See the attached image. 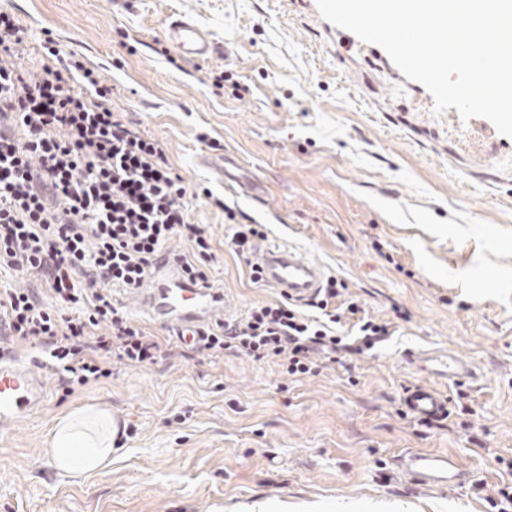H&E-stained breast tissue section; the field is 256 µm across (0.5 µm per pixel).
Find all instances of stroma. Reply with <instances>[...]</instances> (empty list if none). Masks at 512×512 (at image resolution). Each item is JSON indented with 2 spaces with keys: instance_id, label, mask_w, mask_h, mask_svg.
<instances>
[{
  "instance_id": "35a3bbf8",
  "label": "stroma",
  "mask_w": 512,
  "mask_h": 512,
  "mask_svg": "<svg viewBox=\"0 0 512 512\" xmlns=\"http://www.w3.org/2000/svg\"><path fill=\"white\" fill-rule=\"evenodd\" d=\"M26 29L25 67L45 40L112 88L115 111L161 142L197 193L192 219L217 249L210 270L233 317L279 301L230 240L261 224L393 320L372 355L293 381L273 364L181 344L157 364L113 362L66 393L48 369L44 408L0 433V512H492L512 461V137L436 112L379 46L325 20L315 0H0ZM184 13L220 45L175 57L162 36ZM232 70L217 88L211 75ZM235 220H228L227 212ZM491 281L489 291L478 282ZM402 318H395V311ZM451 348L479 374L471 414L427 427L401 414L420 377L410 349ZM105 410L125 432L87 477L48 453L57 420ZM440 451L474 485L407 484L394 458Z\"/></svg>"
}]
</instances>
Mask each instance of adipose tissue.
<instances>
[{
	"label": "adipose tissue",
	"mask_w": 512,
	"mask_h": 512,
	"mask_svg": "<svg viewBox=\"0 0 512 512\" xmlns=\"http://www.w3.org/2000/svg\"><path fill=\"white\" fill-rule=\"evenodd\" d=\"M115 434L111 414L78 410L55 423L49 453L60 472L71 477L87 476L111 460Z\"/></svg>",
	"instance_id": "1"
}]
</instances>
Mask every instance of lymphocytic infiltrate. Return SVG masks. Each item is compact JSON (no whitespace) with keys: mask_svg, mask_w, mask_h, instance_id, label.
<instances>
[{"mask_svg":"<svg viewBox=\"0 0 512 512\" xmlns=\"http://www.w3.org/2000/svg\"><path fill=\"white\" fill-rule=\"evenodd\" d=\"M25 31L0 12V269L41 282L0 290V335L45 352L68 389L109 378L113 361L158 363L168 339L151 334L112 298L141 287L175 238L191 244L179 261L186 278L207 282L217 255L191 220L192 193L165 149L115 115L111 89L75 58L48 47L53 63L32 73L18 59ZM347 286L328 279L306 316L286 299L201 327L195 344L274 364L295 379L319 374L346 354L375 350L391 324L364 315ZM351 320L353 334L334 327Z\"/></svg>","mask_w":512,"mask_h":512,"instance_id":"1","label":"lymphocytic infiltrate"}]
</instances>
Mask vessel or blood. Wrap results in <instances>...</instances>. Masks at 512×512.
I'll use <instances>...</instances> for the list:
<instances>
[{
  "label": "vessel or blood",
  "mask_w": 512,
  "mask_h": 512,
  "mask_svg": "<svg viewBox=\"0 0 512 512\" xmlns=\"http://www.w3.org/2000/svg\"><path fill=\"white\" fill-rule=\"evenodd\" d=\"M164 38L187 59H207L218 49L212 35L185 15L169 20ZM253 265L266 283L297 302L312 301L324 286L323 269L289 248L256 249ZM135 303L151 319L175 327L187 342L196 329L226 320L230 314L218 291L184 279L179 261L166 253L154 260L143 286L135 292ZM405 361L427 378L426 383L408 386L402 397L404 415L419 421L447 413L448 399L440 385H463L477 377L473 363L453 351L410 350ZM47 397L41 368H25L0 355V432L21 425L44 407ZM394 465L410 485L421 489L447 491L476 481L459 458L442 452L407 450L395 458Z\"/></svg>",
  "instance_id": "obj_1"
}]
</instances>
